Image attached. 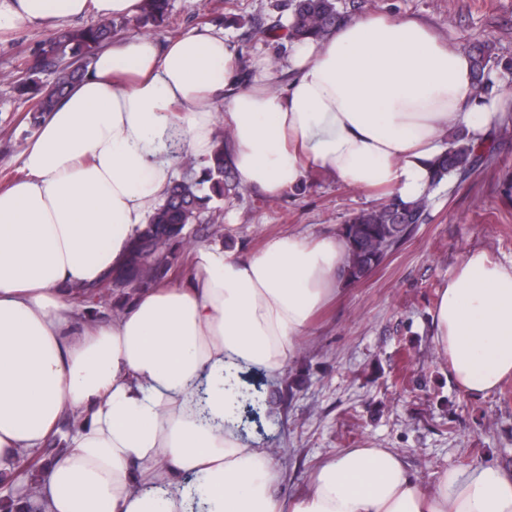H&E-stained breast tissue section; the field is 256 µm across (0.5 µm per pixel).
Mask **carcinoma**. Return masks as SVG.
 I'll return each instance as SVG.
<instances>
[{"mask_svg": "<svg viewBox=\"0 0 512 512\" xmlns=\"http://www.w3.org/2000/svg\"><path fill=\"white\" fill-rule=\"evenodd\" d=\"M363 0H290L287 23L269 28L261 26L254 35L271 40L287 39L303 42L325 39L345 18L362 8ZM171 10V0H143L137 18L139 27L153 32L164 25ZM120 23L115 19L100 20L97 24L79 29H60L39 46L25 76L14 82L15 95L32 102L28 110L30 122L37 126L51 112L59 99L87 73L98 51L110 45ZM474 95L481 101L495 96L493 73L501 61L480 51L471 54ZM54 69L55 77L49 84H41L39 74ZM482 146L464 132L448 140V147L431 162L429 187L434 188L453 175L461 178L473 173L484 151ZM188 174L171 182L163 201L152 208L146 224L134 236L127 254L100 284L76 287L71 294L84 304L83 315L97 321V308L111 304L123 310L144 288H154L170 280L173 273L185 267L188 249L192 245V224L203 223L211 212L210 202L238 197L241 185L224 157V131H215L211 153L196 161H184ZM428 219L426 196L405 203L396 198L354 213L340 229L347 257L343 278L353 284L365 279L383 259L407 240L418 224ZM264 404L258 393H247L243 406L234 411L256 413ZM65 451L58 438H51L37 453H23L16 471L4 478L3 485L12 486L22 481L28 486L23 497L6 494L0 498V512H22L20 504L38 494V487L47 464Z\"/></svg>", "mask_w": 512, "mask_h": 512, "instance_id": "obj_1", "label": "carcinoma"}]
</instances>
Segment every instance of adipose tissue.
I'll list each match as a JSON object with an SVG mask.
<instances>
[{
	"instance_id": "ef3b65f1",
	"label": "adipose tissue",
	"mask_w": 512,
	"mask_h": 512,
	"mask_svg": "<svg viewBox=\"0 0 512 512\" xmlns=\"http://www.w3.org/2000/svg\"><path fill=\"white\" fill-rule=\"evenodd\" d=\"M141 0H0V32ZM223 35L160 45L125 39L40 123L23 175L0 190V471L82 418L49 465L36 512H512V471L476 466L425 486L389 448L322 462L292 499L268 452L244 442L224 380L278 383L316 313L339 292L340 235L268 239L250 257L195 251L179 285L142 290L112 321L86 323L69 289L121 262L172 180L175 154L202 158L223 101L241 184L274 199L309 170L401 201L428 186L447 135L482 137L497 117L471 90V61L424 22L367 12L293 45V80L268 60L247 81ZM448 378L470 397L512 379V262L467 252L432 312Z\"/></svg>"
}]
</instances>
